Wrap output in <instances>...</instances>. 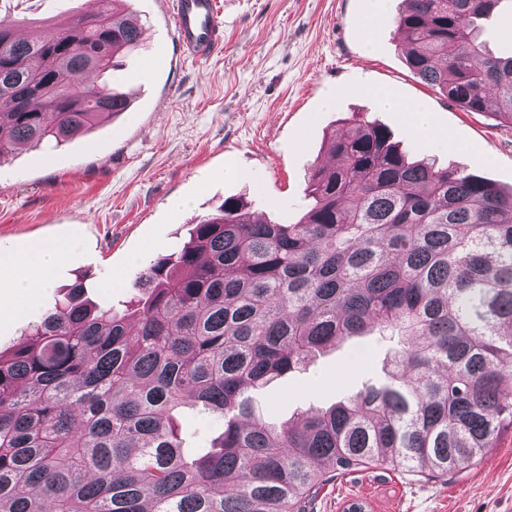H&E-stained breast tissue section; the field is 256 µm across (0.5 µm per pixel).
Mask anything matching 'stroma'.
<instances>
[{"label":"stroma","mask_w":512,"mask_h":512,"mask_svg":"<svg viewBox=\"0 0 512 512\" xmlns=\"http://www.w3.org/2000/svg\"><path fill=\"white\" fill-rule=\"evenodd\" d=\"M129 5L148 45L118 74H144L129 90V111L62 147L24 146L0 164V255L23 262L37 245H65L33 313H0L1 352L75 281L87 300L124 307L138 272L174 252L225 199L272 221L302 215L313 166L331 162L329 138L361 113L412 158L512 189V126L490 110H460L410 71L396 24L402 0H219L224 46L201 61L184 55L167 0ZM94 8L93 0H0V18L31 34ZM383 90L425 111L449 141H424L407 113L381 104ZM175 199L182 207L171 208ZM394 348L377 336L340 343L253 393L255 411L280 423L329 407L381 379ZM176 426L192 453L219 434L196 409L178 413ZM357 501L365 512H512V431L446 479L379 468L339 476L308 512H347Z\"/></svg>","instance_id":"35a3bbf8"}]
</instances>
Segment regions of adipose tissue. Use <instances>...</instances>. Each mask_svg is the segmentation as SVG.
<instances>
[{
  "instance_id": "1",
  "label": "adipose tissue",
  "mask_w": 512,
  "mask_h": 512,
  "mask_svg": "<svg viewBox=\"0 0 512 512\" xmlns=\"http://www.w3.org/2000/svg\"><path fill=\"white\" fill-rule=\"evenodd\" d=\"M64 246L60 243H47L35 248L25 264L0 258V285L10 288L12 294L5 306L10 311H28L34 298L49 282L47 273L57 263Z\"/></svg>"
}]
</instances>
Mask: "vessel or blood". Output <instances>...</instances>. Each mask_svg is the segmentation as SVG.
I'll return each instance as SVG.
<instances>
[{
    "label": "vessel or blood",
    "mask_w": 512,
    "mask_h": 512,
    "mask_svg": "<svg viewBox=\"0 0 512 512\" xmlns=\"http://www.w3.org/2000/svg\"><path fill=\"white\" fill-rule=\"evenodd\" d=\"M178 40L185 53L200 59L221 46L224 27L218 0H171Z\"/></svg>",
    "instance_id": "obj_1"
}]
</instances>
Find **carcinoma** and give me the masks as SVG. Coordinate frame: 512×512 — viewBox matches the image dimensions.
I'll return each mask as SVG.
<instances>
[{
    "label": "carcinoma",
    "instance_id": "obj_1",
    "mask_svg": "<svg viewBox=\"0 0 512 512\" xmlns=\"http://www.w3.org/2000/svg\"><path fill=\"white\" fill-rule=\"evenodd\" d=\"M33 37L0 20V163L62 146L130 98L147 52L125 0ZM503 0H405L406 62L465 112L512 125V54L479 41ZM313 206L271 222L234 199L142 269L118 310L83 283L0 354V512H308L321 485L376 466L456 474L512 430V191L410 162L375 120L333 136ZM397 348L387 382L280 424L248 393L343 341ZM223 423L188 456L172 412Z\"/></svg>",
    "mask_w": 512,
    "mask_h": 512
}]
</instances>
